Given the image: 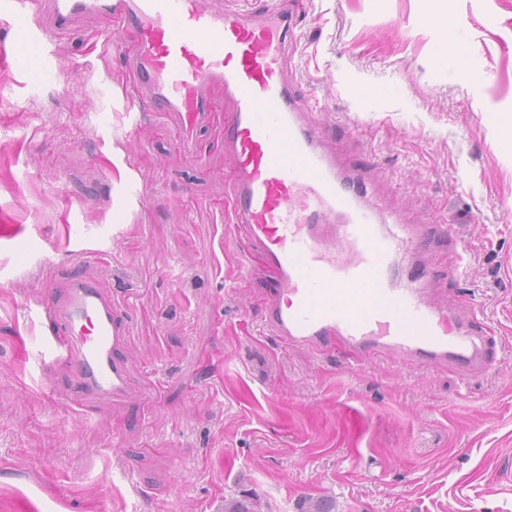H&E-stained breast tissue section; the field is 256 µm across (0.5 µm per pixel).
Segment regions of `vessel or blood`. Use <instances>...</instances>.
I'll return each instance as SVG.
<instances>
[{
  "mask_svg": "<svg viewBox=\"0 0 512 512\" xmlns=\"http://www.w3.org/2000/svg\"><path fill=\"white\" fill-rule=\"evenodd\" d=\"M28 11L47 15L49 37L88 13L133 30L129 98L141 112L182 113L178 149L189 150L214 110L212 89H223L224 148L235 160L230 221L270 274L263 328L284 346L328 350L342 341L464 373L499 366L476 313L463 320L428 304L422 288L395 287L398 246L415 253L423 241L383 231L354 177L324 151V132L307 122L292 91L290 0H244L230 12L204 0H0L2 17ZM35 313L59 325L41 354L69 362L82 398L125 395L128 329L95 275L79 267L46 289Z\"/></svg>",
  "mask_w": 512,
  "mask_h": 512,
  "instance_id": "vessel-or-blood-1",
  "label": "vessel or blood"
}]
</instances>
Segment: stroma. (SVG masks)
Masks as SVG:
<instances>
[{
	"label": "stroma",
	"mask_w": 512,
	"mask_h": 512,
	"mask_svg": "<svg viewBox=\"0 0 512 512\" xmlns=\"http://www.w3.org/2000/svg\"><path fill=\"white\" fill-rule=\"evenodd\" d=\"M294 19L295 82L338 170L365 172L380 215L455 225L395 262L430 268L431 304L480 305L499 367L283 348L262 329L268 273L240 278L244 235L219 211L223 91L179 157L178 113L129 108L131 32L78 20L39 48L62 72L45 81L25 25L0 23V512H512V0H299ZM447 27L465 59L438 61ZM82 259L128 315L130 382L80 410L29 308Z\"/></svg>",
	"instance_id": "35a3bbf8"
}]
</instances>
